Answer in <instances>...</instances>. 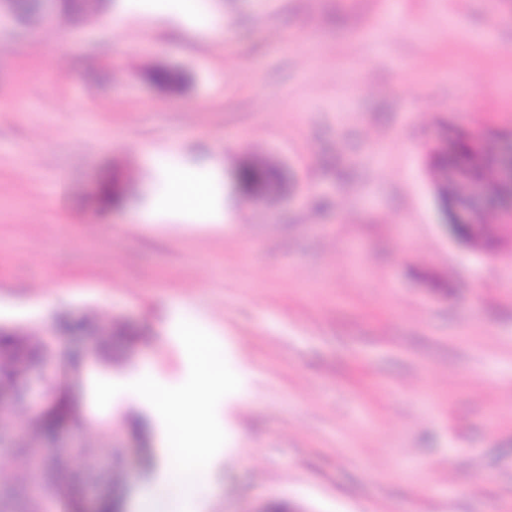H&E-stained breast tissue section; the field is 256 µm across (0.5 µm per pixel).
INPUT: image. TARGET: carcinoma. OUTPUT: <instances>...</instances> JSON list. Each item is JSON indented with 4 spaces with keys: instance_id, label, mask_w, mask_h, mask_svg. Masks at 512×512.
Listing matches in <instances>:
<instances>
[{
    "instance_id": "1",
    "label": "carcinoma",
    "mask_w": 512,
    "mask_h": 512,
    "mask_svg": "<svg viewBox=\"0 0 512 512\" xmlns=\"http://www.w3.org/2000/svg\"><path fill=\"white\" fill-rule=\"evenodd\" d=\"M53 16L77 12L86 19L94 18L100 11L102 0H53ZM455 162L467 174L490 178L487 163V148L484 143L472 141L463 144L455 155ZM96 340L100 347L107 349L116 336L133 341L134 336L115 322L112 316L96 314ZM40 363L51 368H60L62 374L51 375L53 395L41 413H28L25 403L16 401L10 413L24 424L25 432L12 448L0 454V491L7 497H17L22 503L23 512H40L42 503L52 502L53 512H77L78 504L72 488L57 479H46L37 484L34 491H28L34 471L43 470L46 474L62 470H91L96 467L98 451L95 444L86 448H67L63 454H53L48 448V440L63 434L76 421L75 413L61 405L56 392L64 387L62 381L71 379L77 369L75 356L64 357L61 342L54 331L49 334L32 336L15 328L0 334V391L21 388L29 366ZM111 488L97 498V512H116V491L121 485L120 472L115 471L110 478Z\"/></svg>"
}]
</instances>
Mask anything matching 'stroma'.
Here are the masks:
<instances>
[{
  "mask_svg": "<svg viewBox=\"0 0 512 512\" xmlns=\"http://www.w3.org/2000/svg\"><path fill=\"white\" fill-rule=\"evenodd\" d=\"M460 136L512 146V0H107L52 26L0 0V323L68 350L93 313L141 334L92 354L73 401L111 421L129 512L166 479L162 425L93 387L182 384L183 320L240 380L221 491L183 512H512V238L443 226L427 152ZM262 157L278 181L244 186ZM172 166L226 221L168 214Z\"/></svg>",
  "mask_w": 512,
  "mask_h": 512,
  "instance_id": "obj_1",
  "label": "stroma"
}]
</instances>
